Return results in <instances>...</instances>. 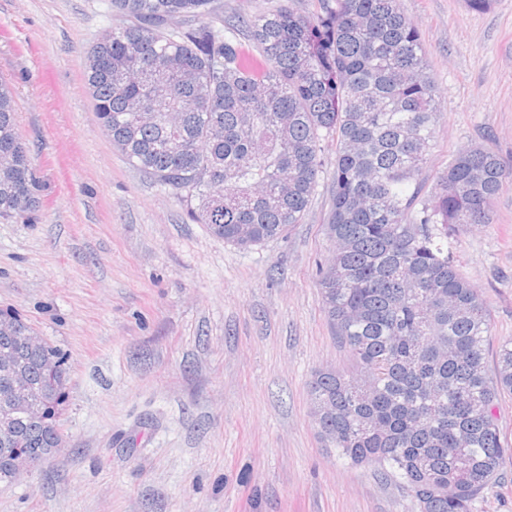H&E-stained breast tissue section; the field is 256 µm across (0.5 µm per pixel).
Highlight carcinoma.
Returning a JSON list of instances; mask_svg holds the SVG:
<instances>
[{"label": "carcinoma", "mask_w": 512, "mask_h": 512, "mask_svg": "<svg viewBox=\"0 0 512 512\" xmlns=\"http://www.w3.org/2000/svg\"><path fill=\"white\" fill-rule=\"evenodd\" d=\"M224 25L218 0H112L122 23L86 57L88 93L112 146L225 243L247 249L300 223L336 138L328 238L320 269L330 325L355 363L309 384L320 436L354 466L379 464L418 512H471L511 448L496 414L512 394V338L485 364L490 322L459 275L448 231L490 223L507 177L477 147L459 153L434 193L416 187L437 125L435 85L417 28L399 0H316ZM183 18L184 25L169 21ZM30 150L0 80V218L37 208ZM0 318V354L44 383L30 325ZM14 395L0 368V407ZM65 387L47 420L14 417V447L43 453L60 437Z\"/></svg>", "instance_id": "carcinoma-1"}]
</instances>
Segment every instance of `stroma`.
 Returning a JSON list of instances; mask_svg holds the SVG:
<instances>
[{"mask_svg": "<svg viewBox=\"0 0 512 512\" xmlns=\"http://www.w3.org/2000/svg\"><path fill=\"white\" fill-rule=\"evenodd\" d=\"M399 4L436 91L424 195L463 149L508 171L491 223L451 234L489 312L492 368L512 337V0ZM117 22L110 0H0V78L40 201L31 223L0 219V309L67 369L64 445L0 483V512H417L397 481L338 458L312 417V375L350 365L317 274L331 167L286 236L247 250L212 236L97 122L85 61Z\"/></svg>", "mask_w": 512, "mask_h": 512, "instance_id": "35a3bbf8", "label": "stroma"}]
</instances>
